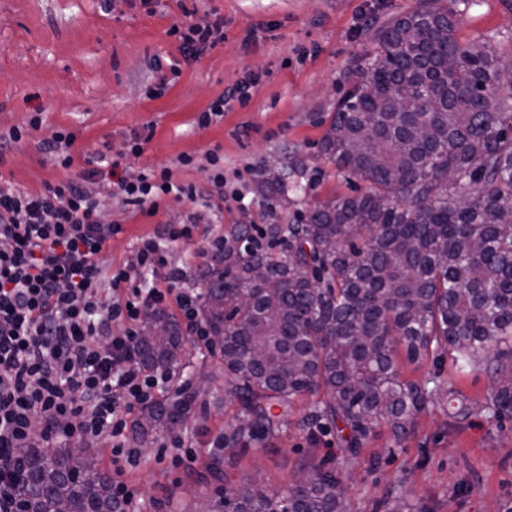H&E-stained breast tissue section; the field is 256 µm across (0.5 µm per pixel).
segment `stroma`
Segmentation results:
<instances>
[{"label":"stroma","mask_w":512,"mask_h":512,"mask_svg":"<svg viewBox=\"0 0 512 512\" xmlns=\"http://www.w3.org/2000/svg\"><path fill=\"white\" fill-rule=\"evenodd\" d=\"M419 0H0V177L22 191L77 177L87 154L117 160L116 173L135 178L149 166H168L178 183L214 189L206 171L178 166L179 156L203 157L217 148L224 174L244 196L243 204L202 206L200 201L163 199L156 214L118 208L110 181L96 197L111 210L122 231L104 255L106 264L136 266V244L192 214L203 220L198 233L174 246L177 264L195 261L206 234L231 224H285L314 202L357 194L365 183L340 174L319 153V144L340 98L349 88V69L365 65L373 45L369 25L414 10ZM224 20V43L196 56H182L173 25ZM501 34L499 49L512 54V0H467L456 14V34L469 41ZM177 62L180 75L158 98L146 91L158 77L154 60ZM257 84L247 107L223 120L198 126L196 117L248 76ZM40 112L42 123L28 121ZM154 128L140 156L120 150L132 132ZM22 128L20 140L8 133ZM66 129L75 133L73 164L61 168L44 142ZM290 167L302 186L285 200L269 199L261 172L272 159ZM191 371L208 379L196 396L183 429L141 445L140 462L127 469L143 512H170L173 505L243 483L287 485L313 466L332 471L351 491L353 512H386L388 498L404 495L423 512H512V422L503 425L476 415L451 425L443 406L419 416L404 444L387 430L371 437L357 454L341 453L335 430L307 436L297 426L305 403L295 405L291 424L273 439L245 440L224 452V477L194 482L215 455L213 443L235 421L224 399V377L212 353L191 352ZM183 439L195 459L170 467L157 460L159 448Z\"/></svg>","instance_id":"obj_1"}]
</instances>
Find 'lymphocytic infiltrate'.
<instances>
[{
	"label": "lymphocytic infiltrate",
	"instance_id": "1",
	"mask_svg": "<svg viewBox=\"0 0 512 512\" xmlns=\"http://www.w3.org/2000/svg\"><path fill=\"white\" fill-rule=\"evenodd\" d=\"M172 32L183 52L199 54L223 44L224 21L176 25ZM255 85L248 77L227 88L199 113L198 126L246 106ZM84 163L82 179L47 182L34 193L0 183V512H15L23 449L100 436L112 440V496L137 512V494L124 478L139 461L128 445L131 415L159 400L172 379L139 363L137 324L145 311L172 302L195 342L206 340L196 318L198 294L176 290L192 269L169 260L176 243L192 238L196 220L142 238L137 267H112L102 257L122 227L93 190L112 179L122 206L152 215L165 196L195 198L194 185L174 182L166 166L131 181L116 177L103 154ZM144 271L153 283L142 281Z\"/></svg>",
	"mask_w": 512,
	"mask_h": 512
}]
</instances>
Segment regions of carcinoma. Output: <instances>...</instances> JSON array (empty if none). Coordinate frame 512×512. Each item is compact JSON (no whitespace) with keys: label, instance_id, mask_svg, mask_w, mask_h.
Listing matches in <instances>:
<instances>
[{"label":"carcinoma","instance_id":"obj_1","mask_svg":"<svg viewBox=\"0 0 512 512\" xmlns=\"http://www.w3.org/2000/svg\"><path fill=\"white\" fill-rule=\"evenodd\" d=\"M454 2L420 0L373 27L372 61L355 71L320 144L365 191L266 224L262 241L226 246L199 270V313L221 336L224 398L239 410L225 447L280 433L303 399L299 425L349 431V454L382 428L405 441L442 398L456 425L476 411L512 420V57L495 35L460 41ZM263 185L271 198L301 191L285 174ZM251 229L231 224L224 239L240 243ZM152 317L164 328L139 337L141 364L181 371L180 323L164 310ZM446 355L459 373L490 374L484 401L444 377ZM401 356L433 371L403 380ZM193 401L185 384L144 408L137 440L182 427ZM24 455L27 512H56L61 498L75 512H121L95 454ZM349 498L325 470L278 488H226L192 512H351Z\"/></svg>","mask_w":512,"mask_h":512}]
</instances>
